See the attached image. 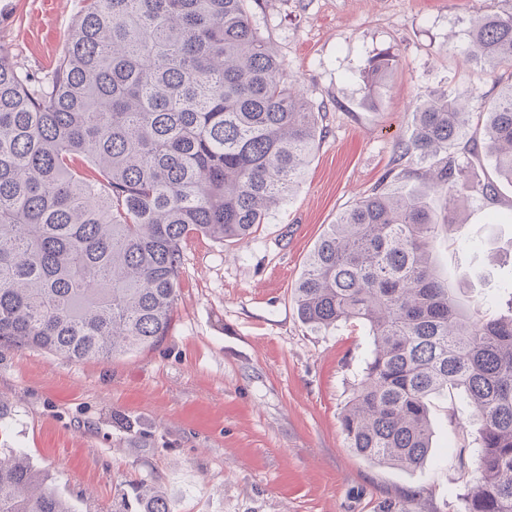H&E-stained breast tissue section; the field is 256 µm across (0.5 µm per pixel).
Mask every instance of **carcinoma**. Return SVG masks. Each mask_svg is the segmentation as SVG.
<instances>
[{
	"mask_svg": "<svg viewBox=\"0 0 512 512\" xmlns=\"http://www.w3.org/2000/svg\"><path fill=\"white\" fill-rule=\"evenodd\" d=\"M251 0H78L57 66L21 69L0 46V348L80 362L167 335L196 236L249 244L302 180L319 112L251 21ZM464 64L512 69V11L475 18ZM367 63V98L395 68ZM399 158L409 191L379 187L309 253L294 295L314 331L357 320L374 350L341 419L348 447L410 469L431 455L429 399L462 393L478 422L477 484L460 512H512V287L508 313L475 315L438 270L431 194L471 181L473 115L450 93L415 105ZM488 155L512 184V81L479 113ZM139 512H174L146 483ZM0 512H77L27 454L0 448Z\"/></svg>",
	"mask_w": 512,
	"mask_h": 512,
	"instance_id": "carcinoma-1",
	"label": "carcinoma"
}]
</instances>
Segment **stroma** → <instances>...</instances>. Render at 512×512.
I'll return each mask as SVG.
<instances>
[{"label": "stroma", "mask_w": 512, "mask_h": 512, "mask_svg": "<svg viewBox=\"0 0 512 512\" xmlns=\"http://www.w3.org/2000/svg\"><path fill=\"white\" fill-rule=\"evenodd\" d=\"M512 0H255L251 19L287 75L320 105L324 129L302 183L250 246L187 241L169 332L156 346L71 362L35 348L0 349V448L31 458L78 512H133L132 488L158 484L175 512H457L474 486L459 462L476 421L460 394L431 397L430 459L401 469L348 448L341 416L373 345L356 322L314 331L294 288L326 225L413 160L419 97L445 91L482 111L512 71L452 55L476 16ZM77 0H0V45L34 72L51 70L73 29ZM398 67L365 102L370 57ZM494 199L466 188L453 235L433 256L472 309H495L512 282V187Z\"/></svg>", "instance_id": "35a3bbf8"}]
</instances>
